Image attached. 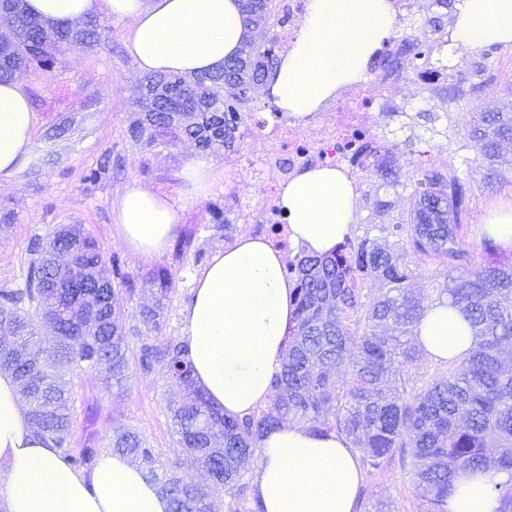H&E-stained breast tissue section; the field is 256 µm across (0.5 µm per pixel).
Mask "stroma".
Returning a JSON list of instances; mask_svg holds the SVG:
<instances>
[{"instance_id":"obj_1","label":"stroma","mask_w":512,"mask_h":512,"mask_svg":"<svg viewBox=\"0 0 512 512\" xmlns=\"http://www.w3.org/2000/svg\"><path fill=\"white\" fill-rule=\"evenodd\" d=\"M98 17L110 28L105 41L74 49L53 67L31 66L18 78L38 122L20 169L12 178L0 180V202H14L19 213L14 224L0 231V289L23 287L35 259V239L47 238L62 225L80 224L95 239L105 259H118L122 270L135 279L136 300H128L123 294L117 297L125 311H134L137 303L150 302V286L144 281L147 273L160 267L170 270L175 293L165 334L176 339L182 327L180 311L191 296L196 271L214 250L225 245L224 230L214 221V213L231 221L248 216L249 234L264 232L259 214L265 203L266 182L258 144L249 139L240 150L210 155L219 182L207 197L186 199L184 169L200 154L187 145L150 151L129 139L127 126L136 110L135 88L141 79L128 47L132 22L103 11ZM494 59L496 76L484 88L478 105L512 111V59L503 49L495 51ZM441 109L440 96L416 93L407 127H400L398 120L374 114L372 132L399 144L392 156L395 169L404 172L411 168L414 157L406 139L413 134L427 135L425 113ZM61 123L69 124V132L60 138H49L50 129ZM499 167L506 175L504 181L488 187L477 180L471 183L473 198L464 236L482 263L487 256L479 244L490 211L512 204V146L504 150ZM233 173L238 176L239 187L231 194L223 178ZM134 181L155 192L185 198L175 237L180 240L185 233H192L190 247L181 250L173 245L153 259H139L129 252L118 232L115 208L125 187ZM64 379L74 396L76 441H83L92 433L104 444L113 428L122 426L137 431L155 448L160 461L170 458L175 439L164 409L167 401L179 393L174 381L136 364L120 391L106 388L96 371L69 372ZM363 483L374 497L394 501L408 510L416 502L417 491L400 467L364 478Z\"/></svg>"}]
</instances>
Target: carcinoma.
<instances>
[{"instance_id":"carcinoma-1","label":"carcinoma","mask_w":512,"mask_h":512,"mask_svg":"<svg viewBox=\"0 0 512 512\" xmlns=\"http://www.w3.org/2000/svg\"><path fill=\"white\" fill-rule=\"evenodd\" d=\"M249 36L239 56L208 72L189 77L151 74L142 86L164 79L181 86L179 112L162 105L156 112H136L129 138L151 149L190 142L203 152L233 151L245 139L244 113L252 110L251 90L277 70L282 56L273 50L270 30L277 25L276 0H243ZM444 15L406 27L423 36H402V55L410 68L429 63L428 32L443 28ZM108 28L91 16L78 32L66 21L31 15L25 0H0V41L13 46L0 58V83L17 69L49 66L77 45L91 46ZM453 107L472 103L480 86L467 91L450 82L441 87ZM418 138L407 212L392 224L365 225L362 235L347 237L328 255L298 251L286 266L295 283V326L287 336L281 370L274 375L265 405L243 416L229 417L213 407L196 386L185 346L164 338L174 288L171 274H149L152 302L125 316L115 297L136 295L135 280L112 261V278L104 288L89 280V271L105 263L95 240L82 225L58 228L45 243L37 239L38 257L25 285L0 291V371L10 373L27 406L31 424L49 440L66 463L85 475L101 453L110 450L139 463L146 477L169 499L171 512H216L214 490L224 489L228 512H264L245 462L261 455L264 435L282 423H298L315 436L332 434L357 454L368 477L391 466L408 468L418 490L414 512H447L455 482L479 472L512 475V262L475 263L463 236V216L472 189L452 167L430 166L428 157L443 143L459 137L480 160L483 179L497 178L494 162L501 146L512 143V112L492 108L475 113L465 133L437 128ZM398 143L370 131L359 133L343 148L352 161L378 177L376 189L401 183L390 158ZM372 217L398 208L397 200L374 196ZM69 251L66 267L53 264L52 251ZM428 259L447 273V285L436 296L414 294V259ZM87 293L101 297L90 315ZM438 301L455 307L474 330L475 346L453 361H442L429 375L416 377L409 368L421 355L415 329L428 306ZM52 333L44 346L40 329ZM137 339L138 347L130 345ZM140 367L176 381L182 397L166 405L165 415L176 439L173 457L158 476L155 449L130 428H117L107 446L88 436L73 446L77 422L71 390L62 382L68 370L104 367L112 385L124 387L132 359ZM493 452H487V448ZM203 467L208 482L189 474ZM491 491L512 512V478L495 482ZM355 512H401L393 502L372 499L359 490Z\"/></svg>"}]
</instances>
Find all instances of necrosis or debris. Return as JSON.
Listing matches in <instances>:
<instances>
[{"instance_id": "necrosis-or-debris-1", "label": "necrosis or debris", "mask_w": 512, "mask_h": 512, "mask_svg": "<svg viewBox=\"0 0 512 512\" xmlns=\"http://www.w3.org/2000/svg\"><path fill=\"white\" fill-rule=\"evenodd\" d=\"M401 74L375 70L372 82L376 87L374 97H367L361 84L354 83L339 91L330 100L327 110L309 116L303 124L283 121L274 127L246 116L245 129L263 130L260 161L264 167L269 201L263 210L272 246L282 247L288 241V227L276 209L274 198L278 190L294 174L311 164L348 166L353 181H360L361 171L350 166L348 155L340 147L361 131L369 129L372 111L397 117L402 110L399 98Z\"/></svg>"}]
</instances>
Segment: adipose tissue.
<instances>
[{
	"label": "adipose tissue",
	"instance_id": "adipose-tissue-1",
	"mask_svg": "<svg viewBox=\"0 0 512 512\" xmlns=\"http://www.w3.org/2000/svg\"><path fill=\"white\" fill-rule=\"evenodd\" d=\"M31 14L76 21L99 7L133 22L130 51L144 73L191 74L239 55L247 32L241 0H26ZM396 24L392 0H307L303 24L282 59L271 94L297 120L318 111L339 87L362 80L366 63ZM453 41L469 48L512 45V0H458ZM37 122L15 81L0 84V179L20 168ZM291 245L312 255L331 252L358 221L354 188L336 168L294 176L280 194ZM182 201L140 184L126 187L117 207L123 242L139 257L162 255L174 236ZM287 253L263 238L243 235L215 250L196 273L181 311V340L198 387L225 415L267 402L294 324L293 282ZM416 341L436 360L474 347L473 329L456 308L429 307ZM254 489L265 512H353L359 462L336 437H319L285 423L269 431ZM487 472L463 480L448 497V512H498ZM0 504L7 512H169L156 485L127 457L104 453L91 474L70 468L50 441L35 434L18 388L0 372Z\"/></svg>",
	"mask_w": 512,
	"mask_h": 512
}]
</instances>
